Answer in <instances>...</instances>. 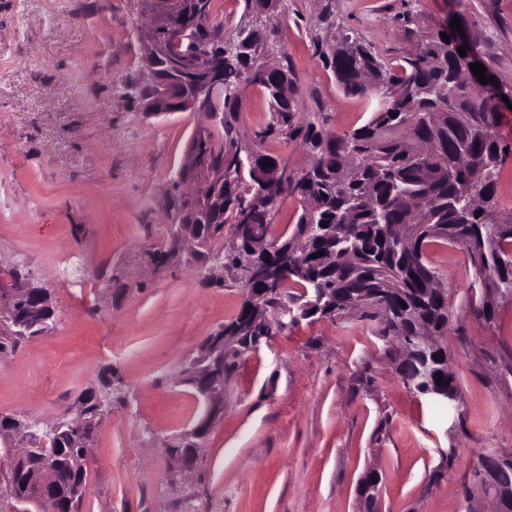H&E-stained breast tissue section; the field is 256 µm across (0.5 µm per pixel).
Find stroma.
I'll return each mask as SVG.
<instances>
[{
  "instance_id": "stroma-1",
  "label": "stroma",
  "mask_w": 512,
  "mask_h": 512,
  "mask_svg": "<svg viewBox=\"0 0 512 512\" xmlns=\"http://www.w3.org/2000/svg\"><path fill=\"white\" fill-rule=\"evenodd\" d=\"M404 0H282L275 38L297 78L301 116L342 132L372 110L343 93L315 43L336 25L383 56L412 52ZM332 23H325V15ZM458 14L512 91V0H423L422 27ZM138 0H0V286L14 273L50 294L56 320L0 352V414L53 422L96 383L118 381L89 449L78 512H361L357 486L381 472V512H493L478 459L512 452V301L492 321L467 311V252L431 243L428 261L458 315L440 337L455 413L402 380L401 347L348 312L288 327L224 375V412L194 464L169 449L205 407L181 385L202 340L243 299L235 273L189 259L157 265L165 196L199 123L125 97L149 83ZM496 181L512 214V109ZM83 281L65 280L71 263Z\"/></svg>"
}]
</instances>
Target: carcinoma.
Segmentation results:
<instances>
[{"instance_id": "obj_1", "label": "carcinoma", "mask_w": 512, "mask_h": 512, "mask_svg": "<svg viewBox=\"0 0 512 512\" xmlns=\"http://www.w3.org/2000/svg\"><path fill=\"white\" fill-rule=\"evenodd\" d=\"M279 0H245L252 14L266 15L257 27L241 29L240 47L224 59V122L203 138L199 147L210 163L224 167V208L196 216L200 248L196 259L209 264L222 254L224 225L253 224L264 233L282 194L297 195L301 213L288 235H270L279 243L320 233L322 224L336 226V243L312 241L317 252L332 261L291 260L278 297L268 305L288 311V323L267 320L244 305L228 324L204 338L208 342L229 334L275 336L301 320L335 317L357 310L379 320L382 335L407 346L426 328L435 336L448 333L453 320L448 289L428 263L426 249L443 241L465 249L474 270V295L468 312L490 321L493 301L512 299V219L501 217L495 184L504 155L498 133L502 94L487 95L463 77L467 57L489 68L474 47L458 53L457 30L418 28V3L406 0L397 18L407 34L417 33L415 51L398 60H384L373 47L337 31L341 42L321 53L323 67L341 90L374 102L360 126L336 132L314 121L300 122V99L287 53L268 44V25L274 24ZM450 35L445 42L441 34ZM266 54H278L272 65ZM265 93L271 121L254 131V141L288 143L299 140L310 154V165L296 173L288 156L248 147L240 136L238 114L243 84ZM25 304L0 324V350L13 346L30 332L38 333ZM443 356L442 383L416 377L412 361L399 370L405 383L420 396L453 405L458 399L455 376ZM112 398V368L98 385L77 399L86 419L83 430L47 429L46 444L16 466L0 469V500L25 504L26 512H55L64 501L77 507L83 497L86 471L73 467L83 438L95 426L97 404ZM202 436L185 430L175 448L192 463ZM59 464L58 492L52 499L35 497V478L42 460Z\"/></svg>"}]
</instances>
